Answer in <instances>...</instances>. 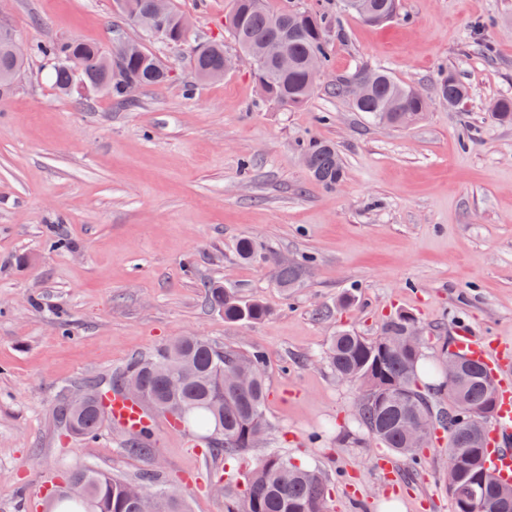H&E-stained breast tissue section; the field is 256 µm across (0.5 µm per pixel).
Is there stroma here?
I'll use <instances>...</instances> for the list:
<instances>
[{"mask_svg": "<svg viewBox=\"0 0 512 512\" xmlns=\"http://www.w3.org/2000/svg\"><path fill=\"white\" fill-rule=\"evenodd\" d=\"M321 9L340 22L307 103L260 99L248 58L197 81L196 45L234 44L229 0H171L187 42L143 40L119 0H0L27 43L76 36L111 47L143 41L172 72L133 104L62 96L29 58L0 102V512H42L52 483L86 464L128 481L149 471L186 493L192 512H227L240 472L281 453L320 468L329 512H455L444 483L448 442L411 458L387 453L356 419L361 390L324 360L342 328L373 339L398 312L415 316L426 359L442 365L458 329L512 346V124L489 106L512 96V0H400L374 26L344 0H266ZM368 65L432 100L401 128L355 112L336 80ZM471 88L463 110L436 101L440 70ZM331 142L344 179L312 180L302 148ZM255 261L237 253L240 239ZM309 258L280 288L265 255ZM269 309L231 323L209 285ZM185 335L266 355L271 428L227 459L165 418L150 455L125 452L107 425L72 439L56 410L77 388Z\"/></svg>", "mask_w": 512, "mask_h": 512, "instance_id": "35a3bbf8", "label": "stroma"}]
</instances>
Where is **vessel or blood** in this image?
I'll use <instances>...</instances> for the list:
<instances>
[{
    "instance_id": "vessel-or-blood-1",
    "label": "vessel or blood",
    "mask_w": 512,
    "mask_h": 512,
    "mask_svg": "<svg viewBox=\"0 0 512 512\" xmlns=\"http://www.w3.org/2000/svg\"><path fill=\"white\" fill-rule=\"evenodd\" d=\"M458 353L480 361L492 373L498 374L500 395L491 428V440L496 448L490 456L492 469L503 481L512 482V373L502 370V356L490 353L486 344L468 332H458L455 341ZM102 401L112 425L129 433L150 426L151 421L142 406L117 394H105Z\"/></svg>"
}]
</instances>
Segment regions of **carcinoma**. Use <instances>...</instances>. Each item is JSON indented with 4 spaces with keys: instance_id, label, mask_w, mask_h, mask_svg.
<instances>
[{
    "instance_id": "obj_1",
    "label": "carcinoma",
    "mask_w": 512,
    "mask_h": 512,
    "mask_svg": "<svg viewBox=\"0 0 512 512\" xmlns=\"http://www.w3.org/2000/svg\"><path fill=\"white\" fill-rule=\"evenodd\" d=\"M381 21L393 18L397 0H364ZM239 9V22L229 28L235 45L242 53L257 43L280 33L286 34L288 53L294 67L288 74L274 79L275 93L270 101L285 108L305 104L315 88L311 87L305 62L312 56L328 65V39L331 29L325 13L313 9L284 7L271 10L265 0H231ZM30 54L50 63V76L56 90L66 96L78 84H84L96 96L120 101L130 100L123 81L110 79L114 50L106 51L94 42L70 37L51 43L30 46ZM227 53L221 44L201 46L195 50L192 67L195 77L205 81L211 70L224 68ZM160 62L147 50L126 60L131 76L143 86L167 81L157 72ZM26 62L12 60L0 43V95L11 89L24 73ZM370 74L371 95L364 101H352L355 111L390 126H406L424 111V104L411 93V86L394 78L382 68H359L350 76L336 81V93L345 94L349 84ZM440 99L452 106L469 99V86L452 70H443L437 82ZM492 116L512 121V97H502L490 107ZM303 162L310 177L326 187H334L344 177V167L336 147L329 142H313L304 147ZM304 264L277 265L276 277L283 288H293L302 276ZM212 307L224 312L229 322H258L269 311L257 300H243L234 291L220 285L208 288ZM416 329L413 316L400 313L390 319L384 333L403 338L406 352L388 351L380 340H368L350 329H340L330 338L325 359L339 378H349L363 386L359 402V420L382 444L396 453L413 456L417 449L408 447L407 425L421 430L424 441L442 429L453 434L459 427L460 411H446L435 405L432 395L420 390L418 365L422 355L414 354L417 344L411 332ZM266 359L262 351L249 354L224 351L200 336H181L148 357L132 359L127 366L108 379L89 386V401L80 408L64 402L57 414L61 431L75 438H90L106 423L100 396L115 392L118 383L138 378L147 397L146 404L156 412L174 419L181 428L196 434L208 447L232 457L252 448L268 430L265 416L267 388ZM248 376L252 389L246 395L237 392L229 376ZM491 396L487 374L478 370L465 390V402L471 411L483 406ZM154 443L147 428L127 443L130 454H145ZM477 478L489 500L507 503L504 512H512V487L497 481L485 466V459L475 455L468 464L467 478ZM80 484L81 496L68 493V486ZM131 482L114 478L88 466H76L66 472L61 485L50 490V503L86 507V512H136L135 503L127 498ZM231 497L229 512H327V479L316 466L296 462L286 454H272L256 463L242 482L227 491Z\"/></svg>"
}]
</instances>
